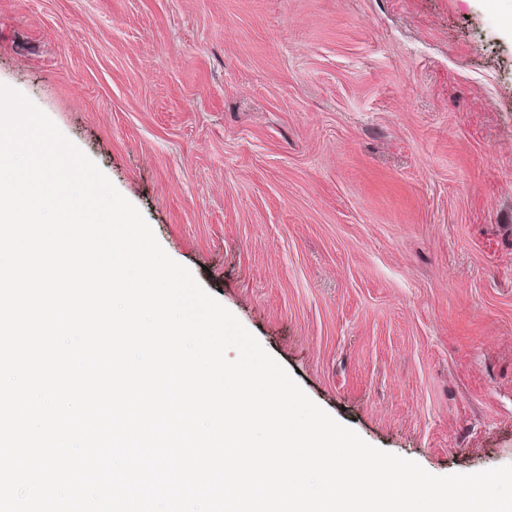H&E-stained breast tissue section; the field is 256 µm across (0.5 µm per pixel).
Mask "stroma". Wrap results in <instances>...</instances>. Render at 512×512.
Returning a JSON list of instances; mask_svg holds the SVG:
<instances>
[{
  "mask_svg": "<svg viewBox=\"0 0 512 512\" xmlns=\"http://www.w3.org/2000/svg\"><path fill=\"white\" fill-rule=\"evenodd\" d=\"M512 0H0V84L305 394L512 464Z\"/></svg>",
  "mask_w": 512,
  "mask_h": 512,
  "instance_id": "1",
  "label": "stroma"
}]
</instances>
